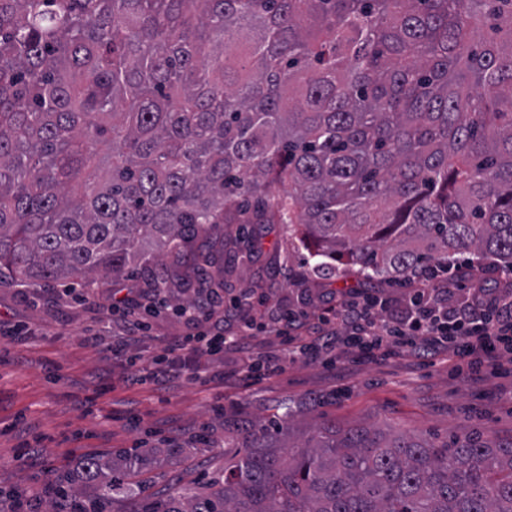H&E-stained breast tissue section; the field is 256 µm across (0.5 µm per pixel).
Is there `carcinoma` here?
<instances>
[{"label": "carcinoma", "instance_id": "carcinoma-1", "mask_svg": "<svg viewBox=\"0 0 512 512\" xmlns=\"http://www.w3.org/2000/svg\"><path fill=\"white\" fill-rule=\"evenodd\" d=\"M224 224L371 280L512 268V0H0V280L188 290ZM135 512H512V438L283 417ZM141 455L80 461L106 512Z\"/></svg>", "mask_w": 512, "mask_h": 512}]
</instances>
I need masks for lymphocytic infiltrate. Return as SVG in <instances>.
<instances>
[{
	"label": "lymphocytic infiltrate",
	"instance_id": "1",
	"mask_svg": "<svg viewBox=\"0 0 512 512\" xmlns=\"http://www.w3.org/2000/svg\"><path fill=\"white\" fill-rule=\"evenodd\" d=\"M446 273L439 281L434 272H412L410 298L393 308L373 297L362 303L342 299L315 316L285 312L262 328L278 339L277 351L258 352L244 344V333L257 328L245 311L252 299L246 290L231 303L242 323L241 334L235 336L225 335L224 320L214 311L218 294L212 291L183 310L184 319L202 325V332L163 339L151 357L135 352L146 330L137 321L110 342H101L93 332L86 333L84 341L102 347L109 357L124 359L154 382L185 379L212 388L226 380L212 365L228 352L237 356L234 376L243 383L274 374L286 360L336 364L343 346L368 359L451 353L472 379L499 372L512 363V274L488 282L486 268L478 261L449 264Z\"/></svg>",
	"mask_w": 512,
	"mask_h": 512
}]
</instances>
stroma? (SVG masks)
Listing matches in <instances>:
<instances>
[{"label": "stroma", "instance_id": "35a3bbf8", "mask_svg": "<svg viewBox=\"0 0 512 512\" xmlns=\"http://www.w3.org/2000/svg\"><path fill=\"white\" fill-rule=\"evenodd\" d=\"M224 237V251H201L200 264L211 272L224 269V297L254 287L265 312L317 314L329 298L367 285L355 266L339 267L330 280L316 276L315 258L289 245L286 225H254L250 242L244 243L236 225L228 224ZM184 297V291L161 289L156 308L147 311L143 297L135 296L136 315L151 326L142 354L155 353L159 337L194 333L193 324L173 313ZM109 305L106 285L89 294L81 288L69 293L61 286L49 292L32 284H0V324L22 322L33 331L24 345L0 335L1 491L37 484L49 465L67 472L80 454L103 457L121 448L171 444L184 453L150 460L145 472L150 493L163 497L222 475L223 443L198 439L201 426L213 418L210 405L218 396L253 419L293 405L296 426L309 434L322 420L333 419L415 435L451 437L477 430L494 440L512 437V371L507 369L476 382L449 375L445 363L426 365L414 357L343 361L333 369L297 361L248 388L233 380L206 392L183 381L164 387L131 384L119 361L83 341L90 326L109 335ZM105 378L112 379L114 390L98 396L94 412L85 413L81 401Z\"/></svg>", "mask_w": 512, "mask_h": 512}]
</instances>
